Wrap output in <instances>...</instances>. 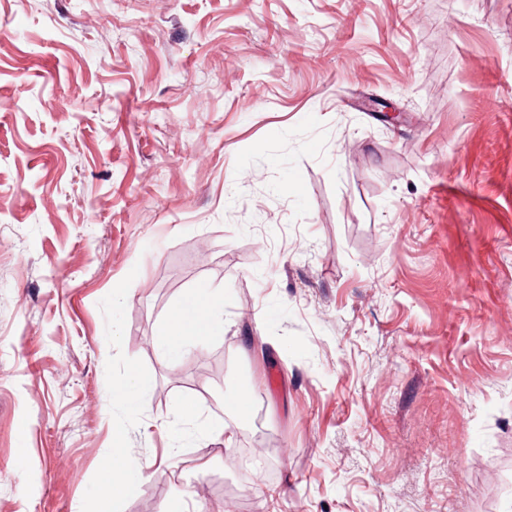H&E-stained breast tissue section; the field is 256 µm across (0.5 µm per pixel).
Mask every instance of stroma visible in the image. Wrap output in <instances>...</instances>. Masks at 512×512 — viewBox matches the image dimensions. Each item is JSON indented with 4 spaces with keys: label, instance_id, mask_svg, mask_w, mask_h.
Here are the masks:
<instances>
[{
    "label": "stroma",
    "instance_id": "stroma-1",
    "mask_svg": "<svg viewBox=\"0 0 512 512\" xmlns=\"http://www.w3.org/2000/svg\"><path fill=\"white\" fill-rule=\"evenodd\" d=\"M0 512H512V0H0ZM205 308V317L200 319L196 300L187 299L178 305L169 330L168 345L172 350L179 351L186 336L213 335L219 330L220 315L224 308L223 297L214 293L206 294ZM200 326L204 328L202 332L199 330Z\"/></svg>",
    "mask_w": 512,
    "mask_h": 512
}]
</instances>
